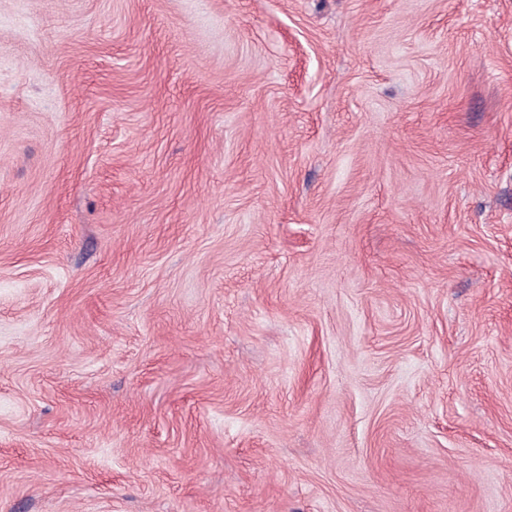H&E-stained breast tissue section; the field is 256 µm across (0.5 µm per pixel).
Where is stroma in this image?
<instances>
[{
	"label": "stroma",
	"instance_id": "obj_1",
	"mask_svg": "<svg viewBox=\"0 0 512 512\" xmlns=\"http://www.w3.org/2000/svg\"><path fill=\"white\" fill-rule=\"evenodd\" d=\"M0 512H512V0H0Z\"/></svg>",
	"mask_w": 512,
	"mask_h": 512
}]
</instances>
